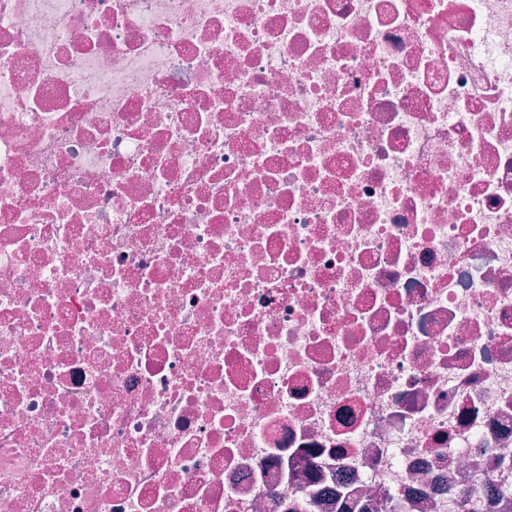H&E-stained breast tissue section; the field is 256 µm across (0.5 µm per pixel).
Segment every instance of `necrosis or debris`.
<instances>
[{
    "instance_id": "necrosis-or-debris-1",
    "label": "necrosis or debris",
    "mask_w": 512,
    "mask_h": 512,
    "mask_svg": "<svg viewBox=\"0 0 512 512\" xmlns=\"http://www.w3.org/2000/svg\"><path fill=\"white\" fill-rule=\"evenodd\" d=\"M512 0H0V512H512Z\"/></svg>"
}]
</instances>
